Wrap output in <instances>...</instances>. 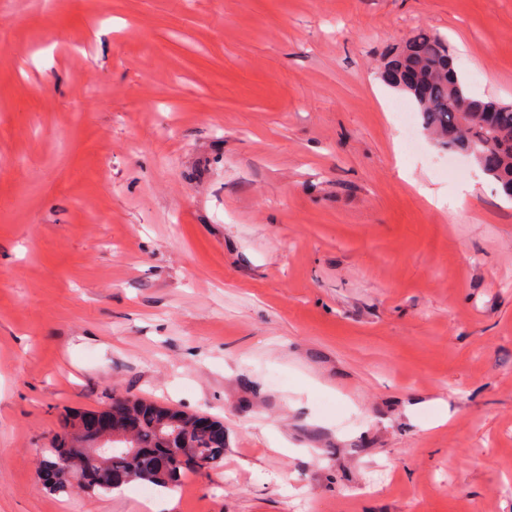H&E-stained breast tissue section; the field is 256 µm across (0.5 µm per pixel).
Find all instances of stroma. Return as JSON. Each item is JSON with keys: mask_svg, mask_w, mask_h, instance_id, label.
I'll list each match as a JSON object with an SVG mask.
<instances>
[{"mask_svg": "<svg viewBox=\"0 0 512 512\" xmlns=\"http://www.w3.org/2000/svg\"><path fill=\"white\" fill-rule=\"evenodd\" d=\"M421 27L512 103V0H0V512H512V201L408 147ZM116 394L223 461L41 485ZM193 448H196L199 456H209L212 460L210 468L218 464L224 458V441L216 443L206 431L190 433ZM198 462L201 465V469L206 470L208 462L204 459H199ZM110 468H112V476L118 475L120 476L119 479H112L111 481L110 477H107L93 488H81L88 492L107 494L132 482H142L159 488L170 489L180 482L182 475L186 471H202L198 468L193 458H187L168 474L160 475L157 466L148 456L143 455L129 458L121 454L112 455Z\"/></svg>", "mask_w": 512, "mask_h": 512, "instance_id": "1", "label": "stroma"}]
</instances>
